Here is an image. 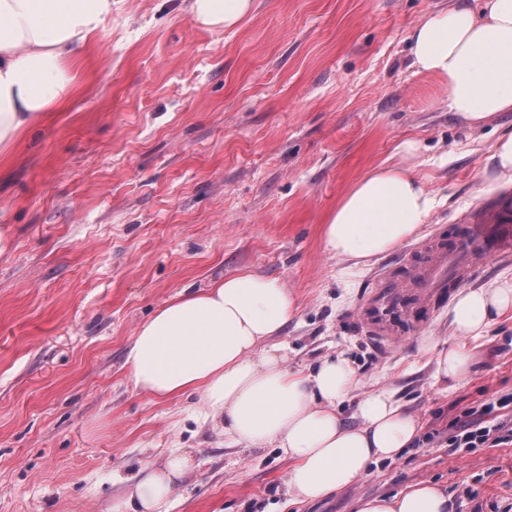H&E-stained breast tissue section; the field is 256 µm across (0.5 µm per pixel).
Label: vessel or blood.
Masks as SVG:
<instances>
[{"label": "vessel or blood", "mask_w": 512, "mask_h": 512, "mask_svg": "<svg viewBox=\"0 0 512 512\" xmlns=\"http://www.w3.org/2000/svg\"><path fill=\"white\" fill-rule=\"evenodd\" d=\"M450 243L431 235L411 257L379 269L358 309L369 336H411L428 325L456 288L470 284L487 261L512 256V195L493 196L468 210Z\"/></svg>", "instance_id": "1"}]
</instances>
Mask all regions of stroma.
<instances>
[{"instance_id":"obj_1","label":"stroma","mask_w":512,"mask_h":512,"mask_svg":"<svg viewBox=\"0 0 512 512\" xmlns=\"http://www.w3.org/2000/svg\"><path fill=\"white\" fill-rule=\"evenodd\" d=\"M452 2L256 0L236 27L206 29L188 0H112L75 97L0 167V512H113L124 479L173 454L190 469L169 512H353L424 482L452 512L512 507V443L447 442L464 410L512 396V316L461 339L463 379L436 381L450 307L412 339L374 343L356 312L391 256L339 258L321 233L381 164L437 195L414 241L450 234L491 196L480 173L512 112L469 128L446 82L410 65L409 30ZM244 270L297 299L279 335L289 368L344 356L358 383L340 413L388 389L418 421L410 448L300 503L279 451L235 444L200 395L135 388L124 361L137 327L183 289Z\"/></svg>"}]
</instances>
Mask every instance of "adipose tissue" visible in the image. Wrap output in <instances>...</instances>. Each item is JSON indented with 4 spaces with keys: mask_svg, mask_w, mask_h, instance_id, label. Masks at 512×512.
<instances>
[{
    "mask_svg": "<svg viewBox=\"0 0 512 512\" xmlns=\"http://www.w3.org/2000/svg\"><path fill=\"white\" fill-rule=\"evenodd\" d=\"M254 0H189L200 26L227 29ZM112 13V0H0V156L71 96L73 63ZM418 72L447 82L448 109L479 129L512 112V0H456L427 13L407 35ZM487 188L512 185V125L499 129L482 171ZM437 204L411 169L383 165L353 183L322 229L326 250L367 259L412 238ZM297 313L291 291L275 277L242 271L197 291H181L136 330L125 367L132 383L164 400L200 394L208 415L248 448H277L291 466L289 493L316 502L354 485L372 463L396 457L418 423L388 391L366 395L348 423L337 406L355 384L340 356L308 374L288 368V347L273 338ZM512 313V281L461 291L452 309L456 340L435 352L436 377L462 379L469 356L457 341L477 338ZM190 468L187 457L144 463L115 512H167ZM355 512H451L436 485L419 483L391 496L356 500Z\"/></svg>",
    "mask_w": 512,
    "mask_h": 512,
    "instance_id": "adipose-tissue-1",
    "label": "adipose tissue"
}]
</instances>
